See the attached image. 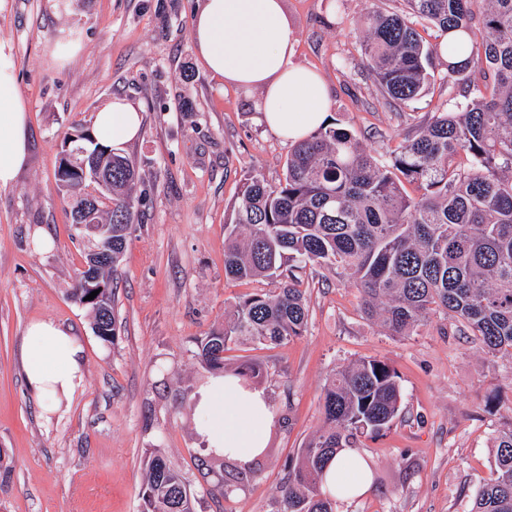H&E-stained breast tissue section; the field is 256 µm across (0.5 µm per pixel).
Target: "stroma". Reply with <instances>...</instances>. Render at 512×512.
Wrapping results in <instances>:
<instances>
[{"label": "stroma", "mask_w": 512, "mask_h": 512, "mask_svg": "<svg viewBox=\"0 0 512 512\" xmlns=\"http://www.w3.org/2000/svg\"><path fill=\"white\" fill-rule=\"evenodd\" d=\"M198 0H0V54L28 112L30 153L0 189V512H141L145 452H162L198 500L197 512H277L289 461L323 427L322 396L336 370L386 359L401 409L379 436L362 437L371 487L336 512H470L495 471L493 440L512 426V357L488 355L452 318L432 316L408 336L364 318L360 293L330 267L306 270L309 318L279 345L247 342L227 369L258 363L278 424L270 452L217 505L216 478L198 468L193 399L208 376L197 338L223 327L238 296L272 281L224 278V226L245 177L272 184L290 149L258 121L250 98L209 76L190 37ZM296 64L318 71L329 115L386 155L448 98L435 82L413 107L384 105L358 51L374 9L403 0H283ZM73 58L65 53L72 45ZM115 96L143 110L138 140L120 145L146 199L117 272V337L103 343L72 297L86 238L57 181L70 134L92 126ZM53 240L39 250L34 231ZM53 319L83 345L85 386L43 416L23 371L25 328Z\"/></svg>", "instance_id": "1"}]
</instances>
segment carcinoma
Here are the masks:
<instances>
[{
  "label": "carcinoma",
  "instance_id": "obj_1",
  "mask_svg": "<svg viewBox=\"0 0 512 512\" xmlns=\"http://www.w3.org/2000/svg\"><path fill=\"white\" fill-rule=\"evenodd\" d=\"M403 13L375 10L359 41L363 62L385 103L407 107L435 82L438 40L461 46L467 59L448 66V90L462 100L433 115L388 157L368 149L354 131L324 122L294 143L284 178L272 185L258 172L245 178L224 233V277L278 283L238 298L224 328L196 341L212 375L224 373V352L244 341L277 345L308 323V267L341 269L363 295V309L393 336H408L426 317L452 315L487 353L512 355V0H404ZM425 21L437 42L424 41ZM465 157L468 165L456 164ZM415 184L411 196L405 184ZM132 159L112 156V198L98 222L112 225L113 280L143 201ZM78 279L73 298L87 307L97 337L117 335L114 289L86 299ZM235 375L257 384L263 371L244 360ZM398 375L369 358L336 371L323 398L324 428L300 449L281 487L279 512H336L322 489L331 457L365 434L389 427L400 410ZM496 476L479 490L471 512H512V427L494 438ZM210 471L239 466L208 451ZM142 512H197L182 474L155 450L147 452Z\"/></svg>",
  "mask_w": 512,
  "mask_h": 512
}]
</instances>
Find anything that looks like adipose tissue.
Instances as JSON below:
<instances>
[{
  "label": "adipose tissue",
  "mask_w": 512,
  "mask_h": 512,
  "mask_svg": "<svg viewBox=\"0 0 512 512\" xmlns=\"http://www.w3.org/2000/svg\"><path fill=\"white\" fill-rule=\"evenodd\" d=\"M190 35L205 71L225 84L256 92L260 120L286 142L307 137L325 119L329 94L315 70L293 64L295 33L282 0H201ZM143 116L137 104L115 97L93 119L102 144L139 138ZM29 154L28 117L11 64L0 61V188L14 184ZM24 373L46 412L71 399L85 385L83 347L69 328L51 319L31 323ZM195 430L206 447L240 461L265 447L277 422L264 390L239 377L217 376L194 401ZM370 484L364 458L347 449L324 473L327 490L342 499L363 496Z\"/></svg>",
  "instance_id": "adipose-tissue-1"
}]
</instances>
